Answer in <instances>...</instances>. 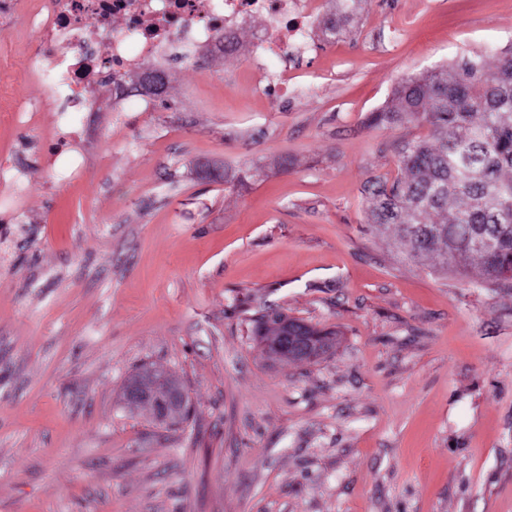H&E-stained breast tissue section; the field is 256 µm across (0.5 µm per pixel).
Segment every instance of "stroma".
Masks as SVG:
<instances>
[{"mask_svg": "<svg viewBox=\"0 0 512 512\" xmlns=\"http://www.w3.org/2000/svg\"><path fill=\"white\" fill-rule=\"evenodd\" d=\"M309 20L279 61L284 95L242 46L173 54L148 111L112 83L71 141L0 112V512H512V287L405 259L370 223V185L427 125L369 118L410 74L512 49V0H364L344 34ZM28 33L0 16V76L30 98ZM256 166L230 188L225 169ZM277 310L337 331L316 363L266 359ZM192 412L159 427L120 406L141 366ZM53 164H57V177L61 182H67L79 176L83 167V158L78 151H63L55 155ZM271 314L276 315L281 320L288 321L291 323V325H306L303 320L297 319V318H291L288 317V315L280 312H272ZM271 314L263 316L262 320L258 323V325L255 328V336H257L258 341H262V343L265 346V350L270 355L277 356L282 359H286L289 362H303L300 358H287L282 353H280L274 346L273 343L275 342V320L272 319L270 316Z\"/></svg>", "mask_w": 512, "mask_h": 512, "instance_id": "1", "label": "stroma"}]
</instances>
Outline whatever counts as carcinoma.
Segmentation results:
<instances>
[{
    "label": "carcinoma",
    "mask_w": 512,
    "mask_h": 512,
    "mask_svg": "<svg viewBox=\"0 0 512 512\" xmlns=\"http://www.w3.org/2000/svg\"><path fill=\"white\" fill-rule=\"evenodd\" d=\"M361 2L344 0L323 20V31L339 33ZM403 120L427 123L431 135L404 146L400 177L372 185L373 223L394 225L414 261L436 252L443 267L464 275L475 265L484 283L498 284L499 273L512 267V52L491 69L476 53L402 78L373 121ZM484 237L493 245L480 251L476 242ZM274 324L263 316L255 336L281 358Z\"/></svg>",
    "instance_id": "cac0c4a2"
}]
</instances>
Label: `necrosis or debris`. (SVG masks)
Returning a JSON list of instances; mask_svg holds the SVG:
<instances>
[{"instance_id": "obj_1", "label": "necrosis or debris", "mask_w": 512, "mask_h": 512, "mask_svg": "<svg viewBox=\"0 0 512 512\" xmlns=\"http://www.w3.org/2000/svg\"><path fill=\"white\" fill-rule=\"evenodd\" d=\"M0 14L34 33L33 74L58 124L73 130L93 109L83 86L145 65L164 69L173 42L190 53L220 51L234 22L263 15L256 50L274 60L307 27L306 15H290L288 0H0Z\"/></svg>"}]
</instances>
